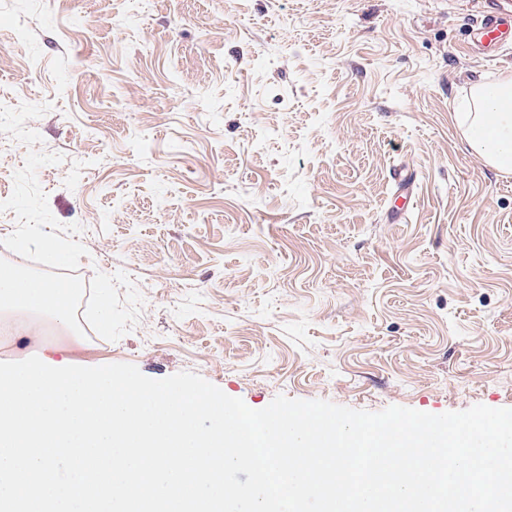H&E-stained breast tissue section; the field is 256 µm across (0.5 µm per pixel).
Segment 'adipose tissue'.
<instances>
[{"label": "adipose tissue", "instance_id": "ef3b65f1", "mask_svg": "<svg viewBox=\"0 0 512 512\" xmlns=\"http://www.w3.org/2000/svg\"><path fill=\"white\" fill-rule=\"evenodd\" d=\"M498 101H490L483 88H475V111L469 116L467 142L488 164L512 171V78L497 81ZM65 290L48 280L30 282L28 276L0 273V312H48L59 324L69 322Z\"/></svg>", "mask_w": 512, "mask_h": 512}]
</instances>
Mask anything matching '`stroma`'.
Returning a JSON list of instances; mask_svg holds the SVG:
<instances>
[{
  "label": "stroma",
  "instance_id": "obj_1",
  "mask_svg": "<svg viewBox=\"0 0 512 512\" xmlns=\"http://www.w3.org/2000/svg\"><path fill=\"white\" fill-rule=\"evenodd\" d=\"M512 0H0V254L89 303L0 361L199 374L379 412L512 408V173L466 143ZM407 181L395 183L393 169ZM407 202H400V195ZM112 327L104 343L103 307ZM512 34V16L497 9L487 12L476 28V36L484 47H489L503 36ZM25 244L27 247H34L43 251L48 257H57L61 253H66L67 255L71 253L70 245H63L60 242H56L40 235L28 238L25 243L20 242L19 247L24 249Z\"/></svg>",
  "mask_w": 512,
  "mask_h": 512
}]
</instances>
